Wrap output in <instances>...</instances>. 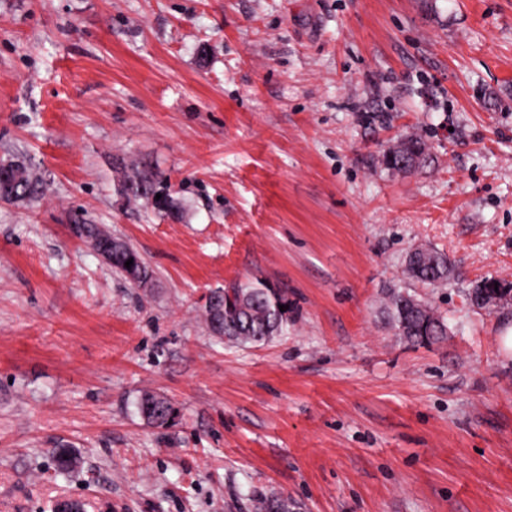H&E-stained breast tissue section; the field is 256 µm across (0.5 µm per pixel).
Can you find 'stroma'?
Returning a JSON list of instances; mask_svg holds the SVG:
<instances>
[{"mask_svg": "<svg viewBox=\"0 0 512 512\" xmlns=\"http://www.w3.org/2000/svg\"><path fill=\"white\" fill-rule=\"evenodd\" d=\"M411 135L425 165L383 155ZM175 210L127 201L120 159ZM0 512L97 492L112 512H512V0H0ZM105 224L154 272L112 270ZM418 246L453 273L410 279ZM286 288L287 331L213 336L234 280ZM444 317L397 336L389 296ZM168 398V426L139 412ZM68 444L81 466L58 473ZM0 171L9 175L8 182L0 184V199L24 201L43 194V184L23 162L19 160L0 161ZM73 234L95 253L105 254V261L116 271L125 275L139 286L146 287L153 278L152 271L143 261L140 253L122 239L112 235V231L102 224H71ZM133 258L130 268L125 262ZM389 316L396 335L413 344L438 343L448 338L444 319L409 293L392 294ZM164 405L166 406V412L158 413L159 407ZM140 410L149 421L159 426L168 424L177 416L176 408L167 398L151 393H145L142 396Z\"/></svg>", "mask_w": 512, "mask_h": 512, "instance_id": "35a3bbf8", "label": "stroma"}]
</instances>
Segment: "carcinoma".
<instances>
[{
  "mask_svg": "<svg viewBox=\"0 0 512 512\" xmlns=\"http://www.w3.org/2000/svg\"><path fill=\"white\" fill-rule=\"evenodd\" d=\"M426 158V143L417 136L410 137L384 155V164L393 170H410ZM122 180L117 185L120 195L129 200H142L159 212L172 207L169 195L160 192L161 176L149 166L137 161L120 162ZM0 171L9 180L0 184V199L24 201L43 194V184L23 162L0 161ZM161 198H156V194ZM73 234L93 251L105 254V261L116 271L139 286H147L152 271L140 253L102 224L72 225ZM419 266L407 265L411 278L426 285H436L448 279V258L437 251L419 248ZM133 260L126 267L127 260ZM288 304L284 289L265 280L235 282L210 293L204 305V320L208 329L233 343L263 346L281 335L288 327V312L279 306ZM389 316L396 335L413 344L438 343L447 340L448 326L442 317L405 292L392 294ZM142 414L159 426L168 424L177 416L174 405L165 397L146 393L140 401ZM57 469L69 471L76 467L78 458L71 448L59 445L52 449ZM254 512H291L288 499L278 495L260 496L253 502Z\"/></svg>",
  "mask_w": 512,
  "mask_h": 512,
  "instance_id": "obj_1",
  "label": "carcinoma"
}]
</instances>
